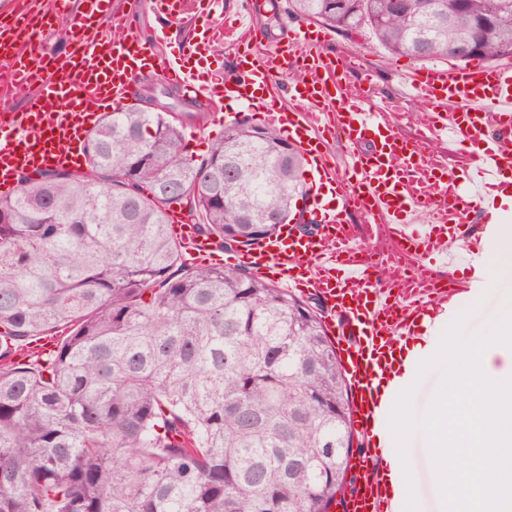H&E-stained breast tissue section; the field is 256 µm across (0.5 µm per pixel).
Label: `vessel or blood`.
<instances>
[{
    "instance_id": "obj_1",
    "label": "vessel or blood",
    "mask_w": 512,
    "mask_h": 512,
    "mask_svg": "<svg viewBox=\"0 0 512 512\" xmlns=\"http://www.w3.org/2000/svg\"><path fill=\"white\" fill-rule=\"evenodd\" d=\"M68 6V0H14L20 26L0 33V95L36 90L27 107L0 111V194H14L21 174L79 166L89 130L102 113L128 106L143 73L179 86L220 115L272 98L274 77L301 72L288 86L294 107H267L263 118L310 166L304 186L309 228L282 226L240 259L255 275L322 299L325 326L348 376L353 427L367 440L352 461L366 477L343 512H399L392 485L374 472L389 450L384 427L390 409L376 382L390 374L406 378L397 343L415 335L421 323L436 326L430 311L455 313L494 284L486 248L512 217L500 206L512 195V64L415 70L409 95L428 111L412 138L401 132L396 113L373 110L369 86H344V75L355 67L351 56L300 52L312 41L310 29L261 57L240 52L235 73L221 79L203 65L212 53L213 21L197 26L185 51L160 61L136 26H125L117 38L109 34L111 0H80L62 56L47 55L41 37ZM184 7L183 0H150L152 13L164 22L160 34ZM446 137L470 145L462 165L449 166L446 154L432 150ZM330 138L353 148L350 163L339 164L327 151ZM471 196L482 212L477 224L468 220ZM356 212L365 220L358 235L349 224ZM170 220L174 239L191 257H212V241L181 211H172ZM379 234L398 258L384 280L368 255L369 241ZM454 243L465 252L466 274L435 288V265L452 259Z\"/></svg>"
}]
</instances>
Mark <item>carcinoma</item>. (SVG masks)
I'll list each match as a JSON object with an SVG mask.
<instances>
[{"label":"carcinoma","mask_w":512,"mask_h":512,"mask_svg":"<svg viewBox=\"0 0 512 512\" xmlns=\"http://www.w3.org/2000/svg\"><path fill=\"white\" fill-rule=\"evenodd\" d=\"M288 0L392 55L512 58V0ZM107 112L86 169L0 195V512H330L351 469L348 384L319 308L247 269L196 264L176 204L235 251L294 220L302 154L274 128H224L207 156L178 111ZM54 332L25 363L18 348Z\"/></svg>","instance_id":"carcinoma-1"}]
</instances>
